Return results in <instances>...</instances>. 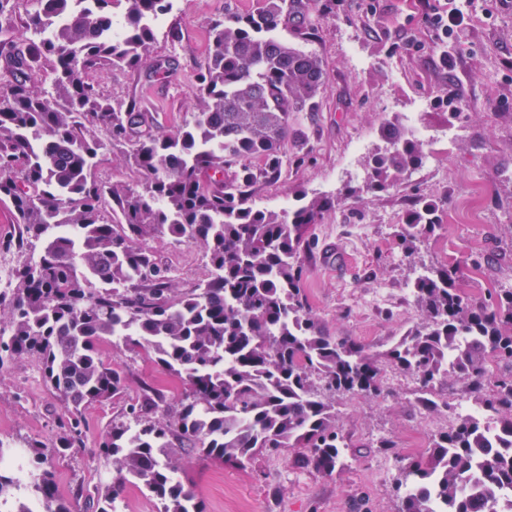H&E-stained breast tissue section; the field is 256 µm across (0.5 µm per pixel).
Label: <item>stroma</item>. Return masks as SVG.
I'll list each match as a JSON object with an SVG mask.
<instances>
[{"label":"stroma","instance_id":"obj_1","mask_svg":"<svg viewBox=\"0 0 512 512\" xmlns=\"http://www.w3.org/2000/svg\"><path fill=\"white\" fill-rule=\"evenodd\" d=\"M264 0H170L156 29L149 59L171 63L168 76L148 66L106 70L94 82L116 103H136L148 122L173 131L197 109L192 89L209 48L212 22L259 12ZM310 13L315 29L306 44L325 69L321 108L299 113L298 136L284 150L290 160L276 181L255 183L248 203L280 211V199L296 209L304 199L335 194L347 184L356 197L337 202L308 235L302 250L307 302L322 328L381 351L419 326L421 313L409 288L424 268L477 252L481 263L463 280L473 299L512 286V0H475L460 39L449 44L451 64L437 52V31L427 0H318ZM417 127L425 144L422 164L379 192L365 188L366 164L381 146L380 127L392 117ZM439 207L440 225L414 254L397 238L413 197ZM151 246L177 287L207 278L202 248L163 237ZM100 356L126 374L123 398L83 411V447L53 458L60 495L95 486L113 472L100 452L127 402L144 387L177 400L181 382L153 360L104 339ZM379 396L340 394L336 425L346 447L344 466L324 476L293 467L295 449L260 459L242 470L180 451L177 478L201 498L207 512H398L399 458L412 456V440L424 420L449 410L447 388L436 389L442 406L428 411L416 377L396 372ZM58 401L46 389L38 358L17 360L0 373V443L26 448L57 436ZM396 444L376 448L378 438Z\"/></svg>","mask_w":512,"mask_h":512}]
</instances>
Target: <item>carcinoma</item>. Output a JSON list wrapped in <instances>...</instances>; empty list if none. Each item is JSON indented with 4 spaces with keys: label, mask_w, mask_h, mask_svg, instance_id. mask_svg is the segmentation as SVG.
Segmentation results:
<instances>
[{
    "label": "carcinoma",
    "mask_w": 512,
    "mask_h": 512,
    "mask_svg": "<svg viewBox=\"0 0 512 512\" xmlns=\"http://www.w3.org/2000/svg\"><path fill=\"white\" fill-rule=\"evenodd\" d=\"M120 0H30L22 49L0 40L9 80L0 91V202L19 236L0 243L23 254L0 289V371L37 356L64 426L58 447L83 444L82 411L123 395L124 370L100 358L108 336L177 377L176 405L145 389L130 423L112 425L102 445L118 465L111 482L76 488L95 512H115L139 481L161 512H205L176 478L171 455L200 456L245 468L261 454L302 448V468L331 476L346 447L336 431V394L380 393L382 362L415 376L431 393L453 380L490 416L463 417L431 437L426 454L400 458L405 485L398 512H497L512 489V446L492 448L487 430L512 436V373L493 377L489 359L512 366V288L484 301L463 291L467 255L412 284L423 319L390 349L327 335L301 288L300 251L309 228L335 200L315 198L279 215L246 206L258 179H279L281 146L298 112L320 110L319 57L277 31L308 34V9L265 0L258 13L215 21L207 61L197 75V111L175 131L147 123L136 105L112 104L91 77L139 66L154 41L151 19L170 0H125L123 32L112 35L110 7ZM50 68L51 86L34 77ZM389 147L369 163L366 189L398 180L424 158V144L386 121ZM127 144L140 184L105 186L97 176L108 148ZM258 159L254 167L250 160ZM235 165L232 181L224 168ZM438 205L413 198L398 236L409 254L438 226ZM68 226L73 235L60 233ZM168 235L202 246L212 275L180 290L146 242ZM47 445L33 440L25 477L0 469V500L35 497L40 512H74L43 467ZM476 480L465 490L462 476Z\"/></svg>",
    "instance_id": "carcinoma-1"
}]
</instances>
